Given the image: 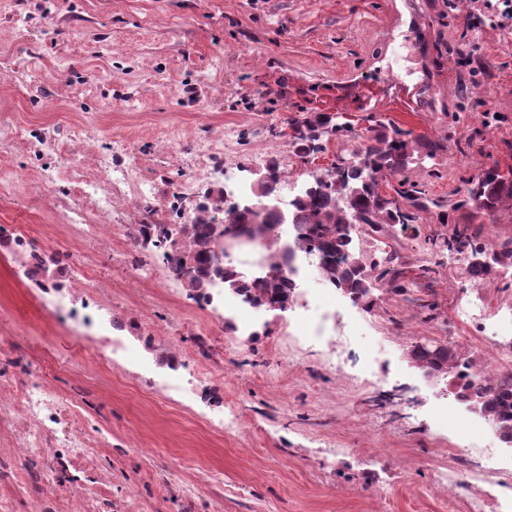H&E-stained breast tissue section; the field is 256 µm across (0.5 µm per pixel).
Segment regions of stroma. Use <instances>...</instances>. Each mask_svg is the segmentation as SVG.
I'll return each mask as SVG.
<instances>
[{
    "label": "stroma",
    "instance_id": "35a3bbf8",
    "mask_svg": "<svg viewBox=\"0 0 512 512\" xmlns=\"http://www.w3.org/2000/svg\"><path fill=\"white\" fill-rule=\"evenodd\" d=\"M462 14L452 0H0V122L82 140L84 175L113 142L129 144L156 198L143 208L116 195L117 226L192 223L163 206L190 174L192 145L228 128L236 141L224 163L247 184L262 173L257 156L288 149L271 129L307 112L343 113L360 134L390 123L444 146L401 176L443 208L385 239L409 300L378 301L346 340L307 341L306 326L265 311L242 341L149 250H127L120 266L99 250L92 278L111 287L134 350L104 368L83 337L54 326L34 289L0 275V405L11 384L37 375L76 415L33 451L0 430L6 512H469L478 486L449 495L435 471L483 460L458 457L457 421L440 415L407 356L415 342L475 340L456 321L466 266L448 264L442 238L465 225L512 238L510 207L451 208L481 170L512 171V35L486 26L462 39ZM464 45L467 65L456 60ZM41 166L22 148L0 154V225L28 226L63 263L73 245L27 188ZM146 268L153 280L129 287ZM166 352L175 365L160 361ZM196 371L207 375L203 398L233 406L238 427L217 430L189 399L160 393ZM93 432L107 445L75 463L67 442Z\"/></svg>",
    "mask_w": 512,
    "mask_h": 512
}]
</instances>
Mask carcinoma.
Returning <instances> with one entry per match:
<instances>
[{
    "mask_svg": "<svg viewBox=\"0 0 512 512\" xmlns=\"http://www.w3.org/2000/svg\"><path fill=\"white\" fill-rule=\"evenodd\" d=\"M288 144L293 153L309 161L328 150L334 140L352 137L353 129L343 116L328 112H313L289 123ZM416 148L409 133L396 126H384L376 131L374 142L359 151L344 149L336 159L348 161L340 173L312 178L309 186L291 200V234L293 245L306 253L321 255L323 279L344 291L367 307L376 304L374 291L383 280L393 284L391 292L404 296L409 292L399 273L393 268L395 252L381 246V237L392 224H416L419 215L429 209L425 192L416 184L399 182L395 194L379 191L380 180L404 170L414 159ZM280 174L277 167L266 169L260 183L259 199L278 196ZM512 206V179L492 167L477 176L475 187L456 199L451 208L477 209ZM218 205L224 207V230L204 224L196 229L197 249L193 252L195 268L201 275L210 273L224 279V289L242 294L246 300L260 306L277 303L281 311L288 309L292 291L290 281L283 276L278 255L271 254L265 272L248 279L236 270L216 265L215 251L219 237L226 243L246 244L256 240H271L272 226L281 223L279 214L268 209L248 210L228 202L219 194ZM364 231L366 247L353 249L354 227ZM448 249L470 251L472 261L469 278L491 281L499 278V269L512 268V240H504L495 248L481 239L480 230H456L445 242ZM409 359L425 374L448 377V368L457 360V350L446 344L429 351L414 344ZM456 396L467 401L478 396L483 399L480 413L512 439V372L498 374L485 384L464 381L456 385Z\"/></svg>",
    "mask_w": 512,
    "mask_h": 512,
    "instance_id": "cac0c4a2",
    "label": "carcinoma"
}]
</instances>
